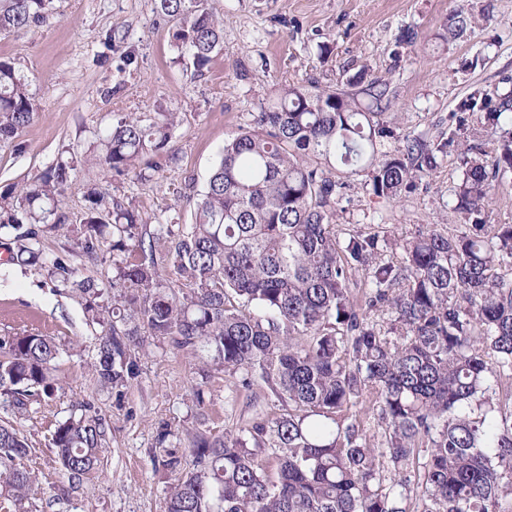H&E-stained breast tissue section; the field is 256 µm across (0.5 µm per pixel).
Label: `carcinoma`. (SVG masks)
I'll list each match as a JSON object with an SVG mask.
<instances>
[{"label":"carcinoma","mask_w":512,"mask_h":512,"mask_svg":"<svg viewBox=\"0 0 512 512\" xmlns=\"http://www.w3.org/2000/svg\"><path fill=\"white\" fill-rule=\"evenodd\" d=\"M179 56L201 71L221 47L223 26L209 0H156ZM51 0H0V33L39 26ZM355 93L319 81L277 89L250 127L224 150L194 207L191 224L147 228L130 202L85 191L79 252L112 251V279H78L66 254L46 256L73 162L0 191V232L8 262L41 264L81 300L94 337L90 363L98 390L138 377L136 351L166 344L198 360L205 384L215 373L255 382L281 406L213 437L188 432L192 467L179 434L157 432L160 465L178 474L165 512H512V224H490L489 176L512 172V119L476 93L451 113L448 136L405 138L392 152L388 82L361 70ZM482 112L479 125L466 114ZM34 117L27 77L0 60V142ZM175 112L129 115L103 137L89 162L125 176L170 157ZM498 142L483 153L484 138ZM457 153L453 187L458 228L434 224L412 236L354 230L341 236L339 201L369 171L372 194L393 200ZM163 244L165 259L158 260ZM402 261L385 259L390 249ZM390 315L383 326L371 319ZM63 349L33 332L0 336V412L29 418L58 391ZM374 413L376 444L359 413ZM108 425L80 403L50 430L49 445L72 484L96 468ZM32 444L0 418V509L33 512L34 471L21 466Z\"/></svg>","instance_id":"obj_1"}]
</instances>
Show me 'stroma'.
<instances>
[{"label":"stroma","mask_w":512,"mask_h":512,"mask_svg":"<svg viewBox=\"0 0 512 512\" xmlns=\"http://www.w3.org/2000/svg\"><path fill=\"white\" fill-rule=\"evenodd\" d=\"M211 3L224 40L199 72L190 60H178L155 0H53L47 23L0 34V59L27 76L36 104L32 123L15 141L0 143V188L74 159L62 205L67 222L45 249L72 251L82 276L111 273L108 264H89L73 252L88 187L133 199L149 223L173 217L191 223L225 140L282 84L312 77L338 88L362 68L384 77L395 113L387 151L407 136L436 139L471 92L496 105L512 100V0ZM460 11L472 22L458 37L452 18ZM408 33L413 42H402ZM159 112L179 115L170 143L174 161L162 176L118 178L90 164L119 118ZM461 176L457 156H446L414 190L390 201L375 198L368 177L360 176L339 204L338 223L345 231L378 224L395 236L460 223L450 191ZM6 257L0 248V335L39 332L64 350L53 405L19 423L33 443L24 465L38 477L32 495L38 512H163L175 475L158 464V428L200 426L223 435L247 418L245 397L219 374L204 388L205 411L197 412L190 400L199 381L195 362L166 346L138 353L139 376L128 388L99 391L90 371L98 326L87 323L77 298L53 291L44 272L8 264ZM85 399L105 418L109 445L96 473L64 497L59 488L67 478L48 443V426Z\"/></svg>","instance_id":"1"}]
</instances>
